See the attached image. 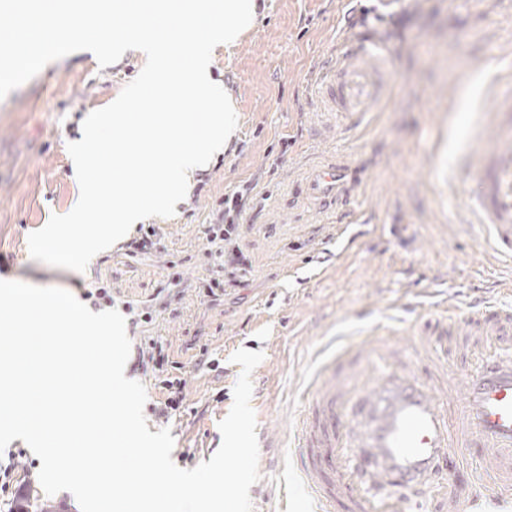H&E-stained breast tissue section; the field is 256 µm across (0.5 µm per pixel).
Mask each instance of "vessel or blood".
<instances>
[{"label": "vessel or blood", "instance_id": "vessel-or-blood-1", "mask_svg": "<svg viewBox=\"0 0 512 512\" xmlns=\"http://www.w3.org/2000/svg\"><path fill=\"white\" fill-rule=\"evenodd\" d=\"M387 49L362 36L344 45L318 91L335 112L371 111L380 98L371 74L387 67ZM512 71L492 75L496 122L477 126L481 146L469 170L479 186L466 205L481 224L496 258L512 264ZM447 319L472 342L512 345V311L476 297L452 305ZM430 339L414 345L420 365L401 360L393 337L350 342L323 361L303 392L304 411L293 429L296 458L319 512H400L398 506L361 495L362 477L407 488L442 481L433 512H503L512 508V354L481 357L469 371L451 356L433 352ZM387 362L380 374L367 369L371 357ZM362 461L350 470L345 449ZM479 449V474L462 484L471 449Z\"/></svg>", "mask_w": 512, "mask_h": 512}]
</instances>
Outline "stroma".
Listing matches in <instances>:
<instances>
[{"instance_id": "stroma-1", "label": "stroma", "mask_w": 512, "mask_h": 512, "mask_svg": "<svg viewBox=\"0 0 512 512\" xmlns=\"http://www.w3.org/2000/svg\"><path fill=\"white\" fill-rule=\"evenodd\" d=\"M501 0H402L383 21H364L375 0H261L259 18L232 49L216 47L211 78L232 90L239 130L229 151L195 173L168 218L151 217L154 245L132 254L141 236L91 260L84 272L33 260L27 239L74 203L79 184L68 143L81 140L86 116L112 103L142 70L128 52L99 67L77 54L42 69L0 100V278L55 286L76 298L107 287L96 312L118 310L132 350L163 345L165 377L180 379L179 409L159 415L167 392L153 373L127 370L144 384L150 432L170 429L174 464L210 461L221 444L220 421L233 404L241 348L260 351L251 406L259 480L253 512H317L289 460L290 425L302 410L312 357L328 336L399 325L396 342L440 337L441 302L507 273L465 206L460 161L471 153L474 121H490L492 102L481 64L494 48H512V11ZM371 35L389 53L382 98L364 120L321 105L316 79L341 46ZM336 164L342 178L323 201L307 182ZM254 191L241 221L251 266L212 300L202 286L218 264L205 228L226 194ZM371 222L349 251L335 255L341 211ZM13 464L0 484V505L20 489L68 512L71 493L45 495L41 461L19 439L0 454Z\"/></svg>"}]
</instances>
